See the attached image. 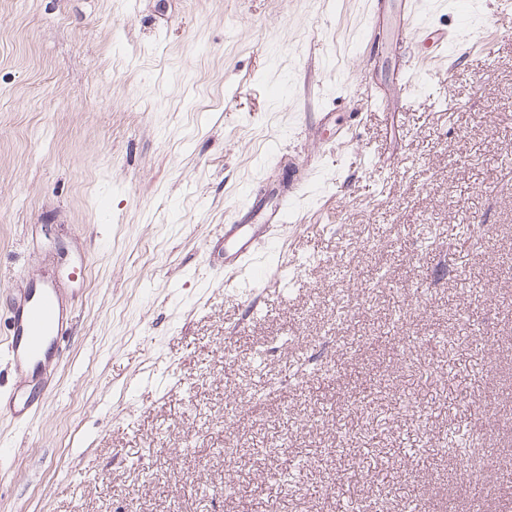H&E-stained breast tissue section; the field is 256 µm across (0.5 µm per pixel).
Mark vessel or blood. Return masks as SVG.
Masks as SVG:
<instances>
[{
  "label": "vessel or blood",
  "instance_id": "vessel-or-blood-1",
  "mask_svg": "<svg viewBox=\"0 0 512 512\" xmlns=\"http://www.w3.org/2000/svg\"><path fill=\"white\" fill-rule=\"evenodd\" d=\"M288 187L270 185L249 207V220L224 227V269L247 286L260 284L264 269L258 259L261 248L274 242V229L288 217ZM72 318L63 303L59 283L29 281L16 298L10 316L8 358L14 370L25 377L41 375L60 356Z\"/></svg>",
  "mask_w": 512,
  "mask_h": 512
}]
</instances>
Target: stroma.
<instances>
[{
	"label": "stroma",
	"mask_w": 512,
	"mask_h": 512,
	"mask_svg": "<svg viewBox=\"0 0 512 512\" xmlns=\"http://www.w3.org/2000/svg\"><path fill=\"white\" fill-rule=\"evenodd\" d=\"M420 7L460 50L411 61L404 0H0L1 392L10 293L74 316L0 512H512V15ZM274 174L239 297L210 255Z\"/></svg>",
	"instance_id": "35a3bbf8"
}]
</instances>
